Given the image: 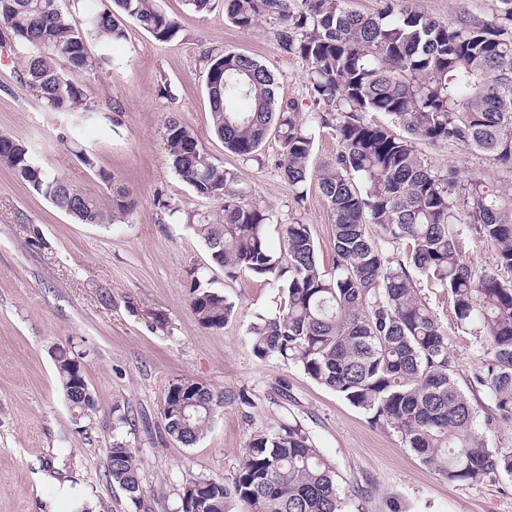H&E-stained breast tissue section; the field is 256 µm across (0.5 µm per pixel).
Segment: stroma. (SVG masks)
<instances>
[{"instance_id": "35a3bbf8", "label": "stroma", "mask_w": 512, "mask_h": 512, "mask_svg": "<svg viewBox=\"0 0 512 512\" xmlns=\"http://www.w3.org/2000/svg\"><path fill=\"white\" fill-rule=\"evenodd\" d=\"M181 30L162 43L127 23L117 43L88 42L97 68L72 73L92 113L49 111L21 86V52L0 47V135L23 141L33 162L64 174L87 195L111 208L104 174H113L136 197L122 222L77 224L44 197L33 194L0 166V512H176L188 480H230L251 434L287 421L301 424L335 466L348 512H512V479L494 476L479 485L454 484L401 441L389 426L371 421L336 392L290 361L260 360L247 332L257 318L278 315L284 294L257 278L230 281L211 263L198 237L158 204L206 212L175 174L164 122L189 127L215 163L234 170L253 201L270 207L274 249L283 227L309 224L324 269L333 266L332 223L316 179L303 201L283 179L281 147L268 138L258 160L224 148L210 128L206 90L211 56L232 51L257 58L275 76L280 99L299 112L315 107L309 66L285 56L277 19L243 31L227 19L224 0L198 14L184 0H159ZM440 21L466 14L495 20L499 0H412ZM420 151L434 168L482 177L512 194V169L457 145ZM90 163H83L82 154ZM198 267L232 300L235 315L223 329L199 324L189 300L187 273ZM419 293L442 328L455 358V380L478 417L493 409L472 376L488 351L458 328L448 291L417 278ZM80 353L98 407L86 418L71 410L57 379L54 353ZM179 379L207 383L224 394L207 433L186 447L167 436L161 411L167 389ZM125 407L124 434L141 456L145 494L132 501L108 475L112 407Z\"/></svg>"}]
</instances>
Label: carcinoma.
Wrapping results in <instances>:
<instances>
[{
	"label": "carcinoma",
	"instance_id": "carcinoma-1",
	"mask_svg": "<svg viewBox=\"0 0 512 512\" xmlns=\"http://www.w3.org/2000/svg\"><path fill=\"white\" fill-rule=\"evenodd\" d=\"M87 28L60 0H0V23L27 55L19 80L52 112L86 109L67 71L91 72L96 61L87 38L118 41L130 19L156 40L180 31L178 19L158 0H110ZM500 21L478 24L463 15L449 23L389 0L377 15L352 0H226V16L240 30L277 17L280 50L310 65L314 104L331 107L312 119L277 95L275 76L257 59L226 52L209 59L206 88L210 121L224 148L256 159L271 134L281 141V175L304 197L314 142V122L336 132L341 150L321 169L318 185L333 228L334 271H325L309 225H285L283 251L268 244L272 209L249 198L237 172L214 163L193 131L178 119L164 123L175 173L194 193L216 204L210 214L183 211L160 201L208 248L211 261L235 280L243 275L285 287L281 313L260 318L248 344L262 360L297 364L320 385L400 434L404 445L450 482L479 484L497 473L512 479V448H490L476 414L454 379V360L429 304L415 288L419 274L448 289L457 322L476 325L491 350L474 373L493 404L488 427H512V278L478 269L466 256L470 236L490 241L497 267L512 272V194L481 178L433 168L417 142L456 144L512 168V0H500ZM246 101L249 107L240 108ZM381 113L402 133L364 118ZM0 165L30 191L79 224H115L134 198L110 173L112 210L99 207L61 174L35 165L26 144L0 135ZM382 230L390 251L370 234ZM190 306L205 328L220 330L235 304L189 271ZM59 382L72 411L96 408L81 356L54 355ZM224 408V394L190 379L171 384L162 409L164 431L190 447ZM128 415L112 408L109 476L132 499L144 494L138 449L122 428ZM233 490L242 512H346L336 469L297 425L254 433L231 488L222 480H191L177 512H226Z\"/></svg>",
	"mask_w": 512,
	"mask_h": 512
}]
</instances>
